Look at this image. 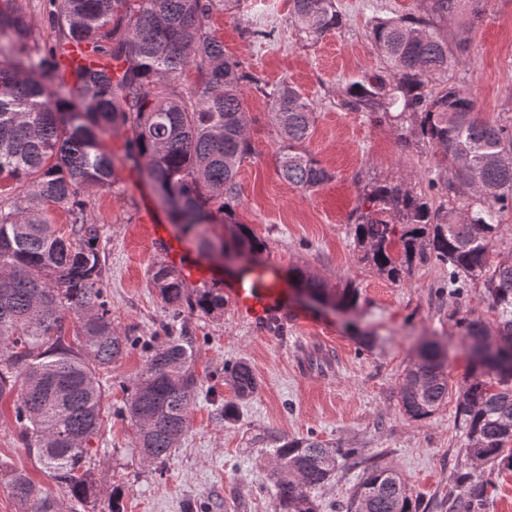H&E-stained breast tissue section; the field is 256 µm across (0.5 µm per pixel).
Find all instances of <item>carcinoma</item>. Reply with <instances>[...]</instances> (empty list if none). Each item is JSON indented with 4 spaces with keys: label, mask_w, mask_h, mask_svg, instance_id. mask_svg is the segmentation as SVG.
Here are the masks:
<instances>
[{
    "label": "carcinoma",
    "mask_w": 512,
    "mask_h": 512,
    "mask_svg": "<svg viewBox=\"0 0 512 512\" xmlns=\"http://www.w3.org/2000/svg\"><path fill=\"white\" fill-rule=\"evenodd\" d=\"M54 42L34 57L32 19L19 7L0 8V41L12 61L0 67V183L22 189L0 206V400L11 396L19 439L64 491L59 496L24 471L0 468L17 512H76L97 500L90 444L103 428L100 371L135 342L112 325L104 284L99 228L87 222L89 190L111 187L118 159L101 138L126 135L125 160L153 185L174 223L203 252L243 251L261 264L264 241L236 218L237 175L252 152L243 84L269 101L271 126L282 137L280 177L306 191L333 174L306 149L315 124L312 101L283 80L268 90L242 63L224 55L208 22L224 0H49ZM424 14L393 16L371 28L372 46L396 77L388 84L354 82L345 105L401 129L404 146L424 143L440 153L430 188L453 200L434 206L403 180L364 182L355 209L353 243L361 260L400 283L428 263L448 269V289L460 297L480 281L494 324L460 319L477 376L458 396L455 422L464 439L455 480L463 501L448 512L488 500L502 467L512 469V240L501 215L512 209V117H479L466 89L450 83L459 63L443 25L463 0H425ZM291 21L319 38L343 25L336 0H293ZM74 49L85 64L69 79L58 55ZM197 73L186 90L183 72ZM68 215L52 224L44 203ZM222 232L216 233V226ZM314 294L348 307L355 289L331 293L306 269L291 271ZM149 281L178 313L224 308L215 288L187 295L182 274L163 262ZM440 345L421 346L404 372L399 406L410 421L430 418L448 399ZM189 343L172 336L152 348L139 381L119 412L137 428L136 447L164 462L189 429L199 391ZM493 373L496 384L482 380ZM224 381L240 399L256 377L244 361L224 365ZM360 458L353 445L309 435L275 450L274 512H318L313 491L339 463ZM346 512H419L400 476L375 463L365 468Z\"/></svg>",
    "instance_id": "obj_1"
}]
</instances>
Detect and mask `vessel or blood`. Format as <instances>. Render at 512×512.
Masks as SVG:
<instances>
[{
  "mask_svg": "<svg viewBox=\"0 0 512 512\" xmlns=\"http://www.w3.org/2000/svg\"><path fill=\"white\" fill-rule=\"evenodd\" d=\"M223 288L237 313L254 325L267 324L285 305L286 286L271 265L227 280Z\"/></svg>",
  "mask_w": 512,
  "mask_h": 512,
  "instance_id": "vessel-or-blood-1",
  "label": "vessel or blood"
}]
</instances>
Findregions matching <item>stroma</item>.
Returning a JSON list of instances; mask_svg holds the SVG:
<instances>
[{
    "instance_id": "1",
    "label": "stroma",
    "mask_w": 512,
    "mask_h": 512,
    "mask_svg": "<svg viewBox=\"0 0 512 512\" xmlns=\"http://www.w3.org/2000/svg\"><path fill=\"white\" fill-rule=\"evenodd\" d=\"M340 30L310 40L290 19L289 0H224L210 26L224 52L246 72L273 86L289 80L314 106L316 121L309 144L334 175L315 191L297 188L277 174L280 138L268 124V102L245 86L252 154L237 180V219L249 225L266 248L263 262L282 270L300 266L330 289L353 285L351 308H323L296 288L287 292L288 310L265 327L239 318L232 306L204 314L174 313L148 280L153 263L180 253L188 266L230 278L239 269L199 252L181 233L138 169L125 163L126 140L107 135L102 149L119 164L108 190H92L88 220L100 228L106 257V286L112 323L140 337L142 344L102 372L111 408L122 406L138 381L148 349L162 331L191 342L202 390L190 409V428L162 463L144 461L134 446L129 420L108 416L95 442L104 461L95 477L104 495L85 512H110L109 493L121 490V512H274L276 475L273 452L283 441L315 435L335 443L352 442L362 457H379L395 470L422 512H448L455 488L454 465L462 441L455 428L458 393L474 374L456 316L493 321L479 286L463 299L444 290L448 272L427 264L394 284L362 262L353 245L351 215L358 183L369 178L406 179L415 191L431 194L436 166L433 149L403 147L395 126L374 122L343 105L353 82L386 75L368 32L378 17L419 15L423 0H337ZM261 26L273 39L248 37ZM466 30L458 49L462 63L453 76L476 100L483 118L512 115V0H483L482 15L449 22L448 35ZM434 203L440 195L431 194ZM447 344L448 398L429 419L409 421L398 404L403 371L422 342ZM243 359L258 381L257 392L240 402L237 417L225 420L224 404L234 399L223 380L226 361ZM13 401H0V463L26 471L47 489L56 484L18 439ZM363 474L362 467L338 470L315 496L321 512H346Z\"/></svg>"
}]
</instances>
